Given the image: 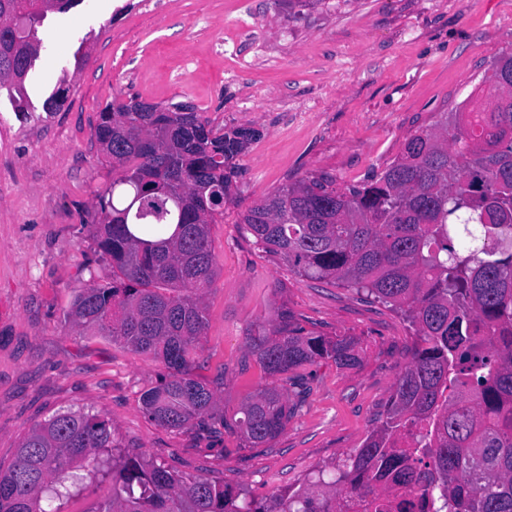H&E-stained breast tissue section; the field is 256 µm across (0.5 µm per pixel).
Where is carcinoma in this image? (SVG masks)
<instances>
[{
	"mask_svg": "<svg viewBox=\"0 0 512 512\" xmlns=\"http://www.w3.org/2000/svg\"><path fill=\"white\" fill-rule=\"evenodd\" d=\"M77 0H0V87L24 99L43 22ZM493 94L406 139L401 155L360 185H284L243 215L258 244L299 277L365 291L400 309L419 344L394 384L381 425L314 486L272 502L222 480L187 479L112 437L109 421L65 411L32 428L0 470V512H62L88 480L112 475L102 512H512V252L486 242L512 232V54L485 77ZM94 138L117 177L86 223L112 282L75 291L67 318L106 331L167 369L142 394L168 429L214 404L188 366L205 326L200 297L216 275L209 226L224 220L232 161L252 138L219 131L182 103L131 98L98 112ZM171 235L156 241L135 235ZM247 344L267 387L235 426L254 448L279 436L310 390L298 370L351 367L354 343L306 333L285 306Z\"/></svg>",
	"mask_w": 512,
	"mask_h": 512,
	"instance_id": "obj_1",
	"label": "carcinoma"
}]
</instances>
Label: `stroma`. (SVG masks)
<instances>
[{
    "instance_id": "35a3bbf8",
    "label": "stroma",
    "mask_w": 512,
    "mask_h": 512,
    "mask_svg": "<svg viewBox=\"0 0 512 512\" xmlns=\"http://www.w3.org/2000/svg\"><path fill=\"white\" fill-rule=\"evenodd\" d=\"M23 103L0 90V469L52 415L83 409L113 437L187 478H220L269 500L354 454L412 359L414 330L373 296L297 276L242 215L298 180L356 186L397 158L512 53V0H81L50 13ZM68 98L45 109L59 82ZM186 103L214 126L254 130L234 160L217 275L191 371L215 393L200 425L151 421L141 396L167 369L66 317L76 289L112 279L83 219L112 169L91 138L112 99ZM299 326L352 339L360 362L305 367L311 391L272 442L243 447L223 418L277 385L246 346L277 305Z\"/></svg>"
}]
</instances>
